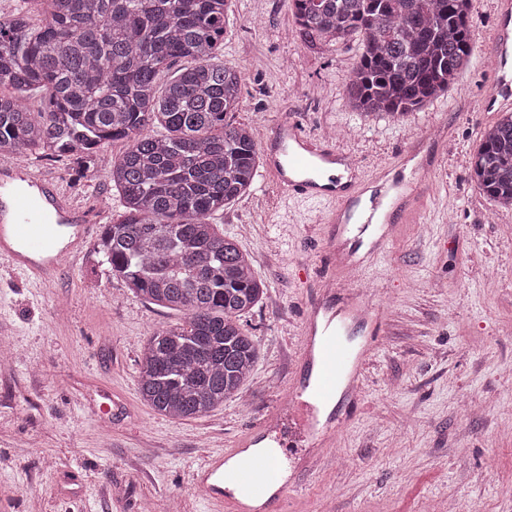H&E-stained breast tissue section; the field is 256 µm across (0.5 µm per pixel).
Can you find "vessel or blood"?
<instances>
[{
    "instance_id": "b4317fda",
    "label": "vessel or blood",
    "mask_w": 512,
    "mask_h": 512,
    "mask_svg": "<svg viewBox=\"0 0 512 512\" xmlns=\"http://www.w3.org/2000/svg\"><path fill=\"white\" fill-rule=\"evenodd\" d=\"M482 49L493 64L494 78L480 109L496 112L511 107L512 0H496L495 33ZM263 145L267 168L287 196L326 202L335 214L352 211L360 231L378 210L390 222H412L420 186L411 187L402 206L382 196L369 208L358 209L354 184H338L332 172L340 161L334 146L311 139L285 119L273 125ZM88 221L56 183L31 177L27 166L0 164V259L15 270L38 281L51 279L86 236ZM327 310L318 300L306 317L300 356L313 379L310 389L290 388L285 404L248 429L232 448L210 454L195 469L194 487L213 505L230 512H272L288 495L277 483L279 473L295 469L301 449L325 446L343 429L345 418L332 415L322 420L318 411L335 402L338 387L358 392L363 360L379 339L370 337L363 350L354 351L344 324L328 318ZM266 438L276 444L278 455L254 452V445Z\"/></svg>"
}]
</instances>
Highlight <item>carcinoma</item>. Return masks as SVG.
<instances>
[{
    "instance_id": "cac0c4a2",
    "label": "carcinoma",
    "mask_w": 512,
    "mask_h": 512,
    "mask_svg": "<svg viewBox=\"0 0 512 512\" xmlns=\"http://www.w3.org/2000/svg\"><path fill=\"white\" fill-rule=\"evenodd\" d=\"M230 0H17L0 18V159L75 156L86 170L128 142L108 177L124 211L99 263L137 296L184 312L151 333L138 390L158 414L195 418L238 395L259 356L242 317L267 287L214 216L252 187L254 128L235 124L242 73L220 61ZM303 48L359 41L345 90L367 119L400 121L448 91L470 62L471 0H292ZM183 68L158 91L178 59ZM37 94L36 108L22 98ZM165 133L159 134L156 129ZM471 177L512 208V111L484 131Z\"/></svg>"
}]
</instances>
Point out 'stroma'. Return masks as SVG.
Wrapping results in <instances>:
<instances>
[{
  "label": "stroma",
  "mask_w": 512,
  "mask_h": 512,
  "mask_svg": "<svg viewBox=\"0 0 512 512\" xmlns=\"http://www.w3.org/2000/svg\"><path fill=\"white\" fill-rule=\"evenodd\" d=\"M228 18L221 58L246 76L234 122L262 131L288 118L316 137L341 132L337 149L368 173L401 174L416 145L427 164L418 223L398 225L356 275L388 307L359 409L316 471L299 475L284 512H447L452 499L512 512V434L494 414L512 406V208L495 207L470 177L493 120L478 109L490 66L472 60L403 122L367 120L344 95L358 45L303 50L291 0H232ZM126 148L110 142L84 174L70 158L26 161L96 222L50 283L0 268V356L14 357L0 368V512H140L149 500L161 512H213L193 469L265 418L299 376L304 312L327 276L324 229L317 204L281 195L263 171L216 219L268 286L244 319L260 346L248 383L190 419L141 400L143 346L184 315L135 297L93 255L123 209L107 172Z\"/></svg>",
  "instance_id": "stroma-1"
}]
</instances>
